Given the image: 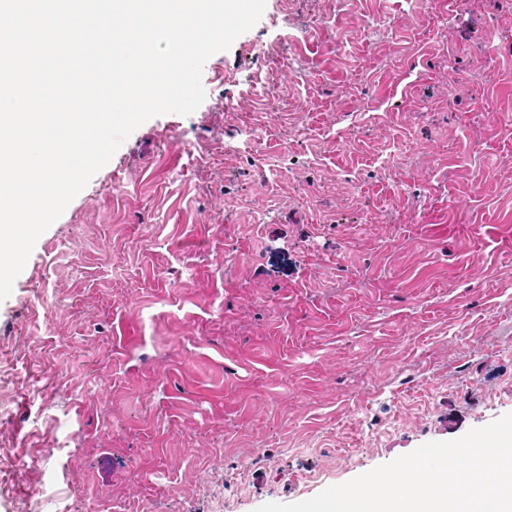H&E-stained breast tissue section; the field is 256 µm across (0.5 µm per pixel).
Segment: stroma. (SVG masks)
Returning a JSON list of instances; mask_svg holds the SVG:
<instances>
[{
    "label": "stroma",
    "mask_w": 512,
    "mask_h": 512,
    "mask_svg": "<svg viewBox=\"0 0 512 512\" xmlns=\"http://www.w3.org/2000/svg\"><path fill=\"white\" fill-rule=\"evenodd\" d=\"M202 85L0 301V512H256L512 413V0H266Z\"/></svg>",
    "instance_id": "obj_1"
}]
</instances>
